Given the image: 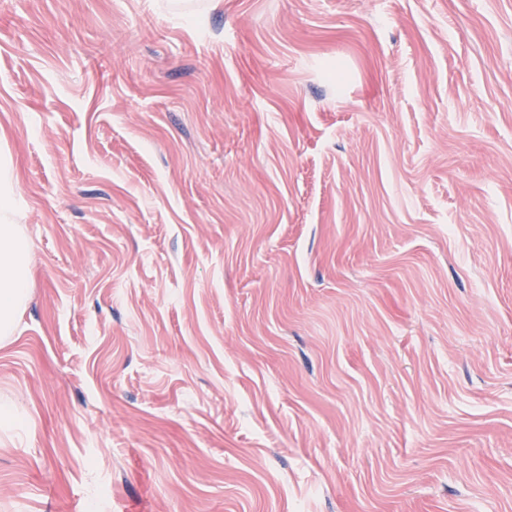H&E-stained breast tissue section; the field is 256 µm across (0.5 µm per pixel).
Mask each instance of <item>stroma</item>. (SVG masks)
<instances>
[{
  "mask_svg": "<svg viewBox=\"0 0 512 512\" xmlns=\"http://www.w3.org/2000/svg\"><path fill=\"white\" fill-rule=\"evenodd\" d=\"M0 150V512H512V0H0ZM11 169L0 163V338L12 336L15 317L27 301L29 242L21 224Z\"/></svg>",
  "mask_w": 512,
  "mask_h": 512,
  "instance_id": "1",
  "label": "stroma"
}]
</instances>
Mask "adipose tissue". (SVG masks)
Listing matches in <instances>:
<instances>
[{
	"label": "adipose tissue",
	"mask_w": 512,
	"mask_h": 512,
	"mask_svg": "<svg viewBox=\"0 0 512 512\" xmlns=\"http://www.w3.org/2000/svg\"><path fill=\"white\" fill-rule=\"evenodd\" d=\"M20 211L11 169L0 163V338L12 336L15 317L27 301L29 242L16 217Z\"/></svg>",
	"instance_id": "adipose-tissue-1"
}]
</instances>
